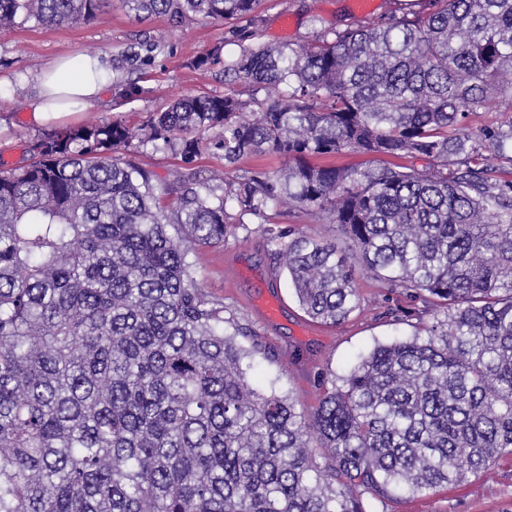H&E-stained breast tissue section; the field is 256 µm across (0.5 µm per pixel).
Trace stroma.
I'll list each match as a JSON object with an SVG mask.
<instances>
[{"instance_id": "obj_1", "label": "stroma", "mask_w": 512, "mask_h": 512, "mask_svg": "<svg viewBox=\"0 0 512 512\" xmlns=\"http://www.w3.org/2000/svg\"><path fill=\"white\" fill-rule=\"evenodd\" d=\"M389 0H371L369 12L352 9L350 0H261L258 23L230 19L175 22L163 15L135 19L120 0H111L97 17L60 27L32 21L0 35V159L10 165L24 164L27 145L41 134L25 102L34 92L35 77L42 68L64 56L95 54L112 65L115 82L102 100L90 108L63 118V125L86 122L95 117L138 125L149 114L166 110L174 101L194 95L223 96L221 63L193 68L199 56L215 46L231 57L236 42L299 45L310 41L321 27H345L367 23L388 13ZM147 43L153 50L148 60L131 64V47ZM512 120V88L508 87L480 110L470 113L462 127L472 135L501 129ZM132 160L157 178L172 181L179 175L212 170L223 171L226 180L252 168L280 169L283 158L248 157L237 165L209 153L184 163L168 150L144 146ZM227 235L223 244L199 251L196 269L202 288L224 303V328H250L251 337L242 345L260 341L265 351L255 355V375L261 382L276 381L305 412H313L331 379L346 373L358 355L375 344L404 339L414 332L407 322L385 318L388 308L411 309L412 300L389 292L363 270H355L360 307L338 325L313 321L300 307L285 268L270 240L271 232L295 230L324 240H340L335 224L325 214L283 206L271 213L270 221L255 215H240L227 206ZM275 298L279 313L268 318L264 303ZM371 512H512V456H505L484 471L457 486L440 487L418 495H404L381 503L371 501Z\"/></svg>"}]
</instances>
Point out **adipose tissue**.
<instances>
[{"label":"adipose tissue","mask_w":512,"mask_h":512,"mask_svg":"<svg viewBox=\"0 0 512 512\" xmlns=\"http://www.w3.org/2000/svg\"><path fill=\"white\" fill-rule=\"evenodd\" d=\"M112 75L97 56L61 58L38 76L37 91L27 104L34 123L43 125L104 95Z\"/></svg>","instance_id":"obj_1"}]
</instances>
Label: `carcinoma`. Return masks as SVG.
<instances>
[{
	"label": "carcinoma",
	"mask_w": 512,
	"mask_h": 512,
	"mask_svg": "<svg viewBox=\"0 0 512 512\" xmlns=\"http://www.w3.org/2000/svg\"><path fill=\"white\" fill-rule=\"evenodd\" d=\"M424 1L305 45L240 46L224 78L245 99L66 126L30 141L28 164L0 160V512H367L366 496L460 484L512 455V183L489 176L512 121L461 132L512 81V0ZM104 2L0 0V34L89 21ZM256 2L122 0L181 22L255 23ZM147 144L288 165L154 184L114 157ZM345 151L428 166L309 162ZM229 202L324 213L348 240L341 254L275 239L312 318L359 308L358 266L432 322L375 345L310 415L255 386L262 345L224 332L190 258L224 242Z\"/></svg>",
	"instance_id": "1"
}]
</instances>
